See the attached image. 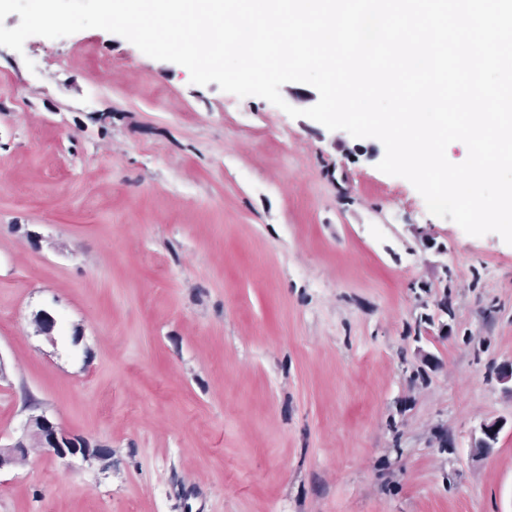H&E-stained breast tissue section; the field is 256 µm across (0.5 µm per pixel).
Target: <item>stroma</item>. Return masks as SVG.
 <instances>
[{"instance_id": "stroma-1", "label": "stroma", "mask_w": 512, "mask_h": 512, "mask_svg": "<svg viewBox=\"0 0 512 512\" xmlns=\"http://www.w3.org/2000/svg\"><path fill=\"white\" fill-rule=\"evenodd\" d=\"M384 153L102 29L0 46V448L103 452L0 512H512V245ZM26 430L32 431V436L39 447L50 455L60 458H65L67 455L74 456L78 453L85 458L91 455L85 448H75L74 438L59 430L45 415L29 417Z\"/></svg>"}]
</instances>
